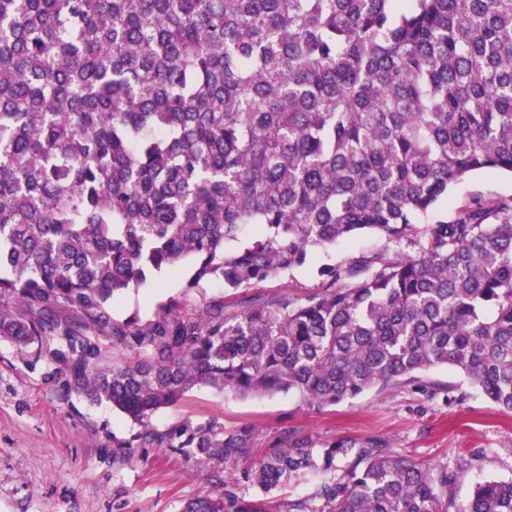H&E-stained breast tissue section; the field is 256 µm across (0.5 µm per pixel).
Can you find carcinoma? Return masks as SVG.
<instances>
[{
    "label": "carcinoma",
    "instance_id": "1",
    "mask_svg": "<svg viewBox=\"0 0 512 512\" xmlns=\"http://www.w3.org/2000/svg\"><path fill=\"white\" fill-rule=\"evenodd\" d=\"M489 171L512 173V0H0V338L57 343L140 427L117 447L224 464L183 512H448L464 457L285 431L240 471L250 428L151 418L197 387L323 410L441 366L512 413V197L429 220ZM363 233L423 245L322 264L302 296L112 317L165 273L255 288ZM458 512H512V479Z\"/></svg>",
    "mask_w": 512,
    "mask_h": 512
}]
</instances>
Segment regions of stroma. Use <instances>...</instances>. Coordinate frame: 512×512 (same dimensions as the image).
<instances>
[{
    "instance_id": "obj_1",
    "label": "stroma",
    "mask_w": 512,
    "mask_h": 512,
    "mask_svg": "<svg viewBox=\"0 0 512 512\" xmlns=\"http://www.w3.org/2000/svg\"><path fill=\"white\" fill-rule=\"evenodd\" d=\"M510 196L512 174L477 173L449 193L435 216L449 221L473 200ZM399 250L413 254L417 248L363 234L316 250L312 264L289 270L259 290L302 294L319 287V265H345ZM223 293L222 282L189 291L182 275L168 273L153 284L124 291L115 298L112 314L123 319L136 312L145 320L156 303L169 298L192 307ZM179 418L251 427L254 443L242 458L246 464L285 430L319 441L377 437L394 453L433 467L454 465L462 452L478 450L448 493L449 512L467 501L475 483L512 478V414L500 412L450 367L322 411L307 407L294 392L241 398L196 388L178 406L156 412L151 422L161 430ZM137 431L108 403L89 402L67 388L57 364L0 339V512H180L185 501L215 492L223 464H198L166 448H119V441L132 439Z\"/></svg>"
}]
</instances>
